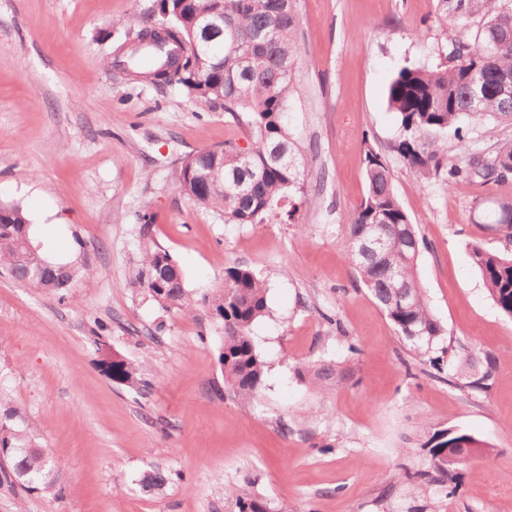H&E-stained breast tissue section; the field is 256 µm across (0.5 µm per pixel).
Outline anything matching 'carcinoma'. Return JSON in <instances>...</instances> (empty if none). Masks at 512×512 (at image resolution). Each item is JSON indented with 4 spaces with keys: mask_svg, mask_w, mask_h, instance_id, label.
Instances as JSON below:
<instances>
[{
    "mask_svg": "<svg viewBox=\"0 0 512 512\" xmlns=\"http://www.w3.org/2000/svg\"><path fill=\"white\" fill-rule=\"evenodd\" d=\"M435 2L434 20L449 32L445 62L404 66L388 85V104L403 131L396 150L420 188L434 178L456 185L511 181L512 146L472 152L446 169L441 156L448 130L459 131L463 120H512V0ZM211 13L224 15V36L217 39L206 37L198 22ZM159 22L173 29L177 43L187 45L180 58L147 47L128 54L125 68L149 72L167 64L157 85L179 90L203 112L222 109L243 127L247 142L244 147L229 142L222 154L200 150L189 156L177 177L179 190L198 208L223 214L227 224L293 221L296 199L304 196L306 152L288 122L302 93L298 0H153L143 17L117 20L137 40ZM364 162L366 193L352 214L342 250L399 335L424 354L442 329L418 278L423 238L394 190L387 163L372 149ZM199 168L208 170L201 183L190 177ZM491 223L512 238V205L494 211ZM2 224L12 225L13 231H0V268L15 279L58 294L90 276L70 264L46 262L39 250L24 252L21 237L29 233V221L19 206L0 202ZM150 226L147 220L141 225V259L126 286L146 293L165 310L173 307L194 319L203 313L221 318L224 391L242 401L253 399L267 368L252 336L253 324L268 311L265 281L245 266H230L223 288L194 300L173 256L150 237ZM375 235L383 237L384 248L376 254L362 251V243ZM23 253L33 266L47 263L43 276L28 278L20 272ZM471 258L493 302L512 318V253L474 243ZM151 271L160 282L147 277ZM101 366L117 385L149 386L142 366L133 361L105 359ZM16 417L10 408L0 413V486L19 483L29 492L51 494L57 474L41 449L26 445ZM446 445L440 440L433 446L432 460L439 480L450 482ZM228 494L236 498L238 512H270L246 484L229 487Z\"/></svg>",
    "mask_w": 512,
    "mask_h": 512,
    "instance_id": "1",
    "label": "carcinoma"
}]
</instances>
